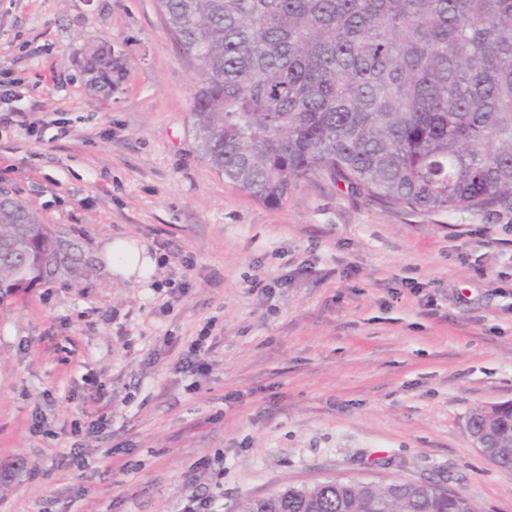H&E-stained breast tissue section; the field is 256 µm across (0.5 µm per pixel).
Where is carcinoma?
<instances>
[{
	"label": "carcinoma",
	"instance_id": "cac0c4a2",
	"mask_svg": "<svg viewBox=\"0 0 512 512\" xmlns=\"http://www.w3.org/2000/svg\"><path fill=\"white\" fill-rule=\"evenodd\" d=\"M197 74L191 116L216 173L280 207L328 180L383 208L512 213V0H158ZM112 45L81 62L89 86L125 76ZM69 244L0 191V304L52 273ZM469 432L512 473V407ZM241 512H479L439 483L286 484Z\"/></svg>",
	"mask_w": 512,
	"mask_h": 512
}]
</instances>
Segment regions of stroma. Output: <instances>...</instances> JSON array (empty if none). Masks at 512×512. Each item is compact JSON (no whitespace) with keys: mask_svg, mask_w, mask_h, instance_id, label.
<instances>
[{"mask_svg":"<svg viewBox=\"0 0 512 512\" xmlns=\"http://www.w3.org/2000/svg\"><path fill=\"white\" fill-rule=\"evenodd\" d=\"M100 41L127 67L108 96L77 65ZM195 82L157 0H0V114L23 115L0 125V190L81 255L0 306V512H175L201 485L239 512L324 477L512 512V474L467 430L512 403V214L386 209L323 180L257 203L202 157ZM115 238L154 264L114 275ZM171 280L188 289L166 310ZM101 407L106 429L73 433Z\"/></svg>","mask_w":512,"mask_h":512,"instance_id":"stroma-1","label":"stroma"}]
</instances>
